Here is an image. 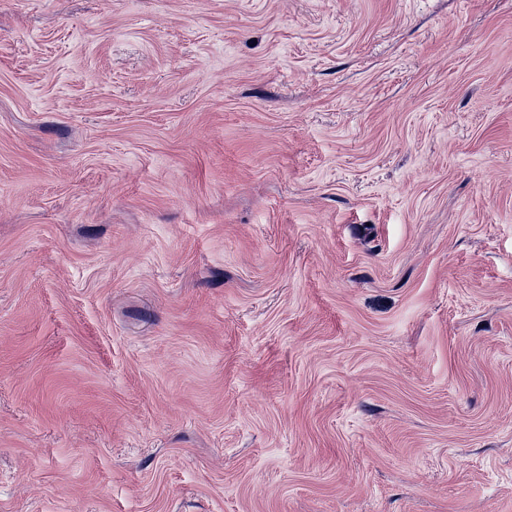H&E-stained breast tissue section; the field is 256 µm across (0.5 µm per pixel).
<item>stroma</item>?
Masks as SVG:
<instances>
[{
    "label": "stroma",
    "instance_id": "stroma-1",
    "mask_svg": "<svg viewBox=\"0 0 512 512\" xmlns=\"http://www.w3.org/2000/svg\"><path fill=\"white\" fill-rule=\"evenodd\" d=\"M0 512H512V0H0Z\"/></svg>",
    "mask_w": 512,
    "mask_h": 512
}]
</instances>
